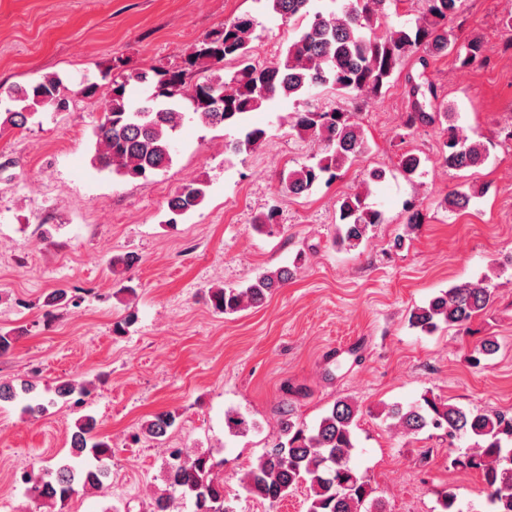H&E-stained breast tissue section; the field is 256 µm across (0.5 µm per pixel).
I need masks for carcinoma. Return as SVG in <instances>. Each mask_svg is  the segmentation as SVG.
I'll use <instances>...</instances> for the list:
<instances>
[{"mask_svg": "<svg viewBox=\"0 0 512 512\" xmlns=\"http://www.w3.org/2000/svg\"><path fill=\"white\" fill-rule=\"evenodd\" d=\"M272 12L285 20H307L303 30L283 50L278 59L265 65L254 59V21L245 14L224 23L196 44L182 64H160L150 69L115 65L112 87L105 104L104 120L95 132V160L103 169L127 180L145 179L168 167L176 131L186 115L205 127H235L243 136L232 138L225 148L241 153L262 148L267 131L245 125L246 116L277 97L293 98L299 110L292 115L291 128L299 137L319 145L316 162L303 165L282 176L283 191L290 196L309 194L323 178L333 179L368 149L363 128L353 113L342 108L324 109L303 96L311 90L330 86L342 96L356 101L378 96L389 86L393 75L410 56H418L422 66L450 52L463 66L478 62L482 42L472 38L460 44L450 41L448 22L459 12L462 0H424L422 16L412 26L393 27L383 23L387 7L397 0H346L339 10L318 5V0H266ZM146 84L152 94L139 105L131 104V86ZM412 98L405 127L413 130L443 119L448 122L442 142L440 163L461 171L481 165L488 147L462 136L446 112H427L418 96L421 85L410 83ZM10 105L0 111V131L24 129L40 108L64 111L68 100L62 81L55 75L18 86L8 95ZM418 155L405 152L399 168L408 177L420 167ZM476 189H454L444 196L442 206L451 211L468 208ZM206 193L197 180L180 185L167 200L171 218L199 208ZM277 206L256 218L255 226L268 234L278 229ZM336 243L345 249L359 247L373 228L382 223V214L372 209L357 193L339 200ZM286 267L267 269L243 288L217 287L211 290L214 310L226 315L261 306L275 291L288 283ZM492 292L485 280L454 285L434 296L424 306L413 308L409 326L431 335L441 326L467 331L471 321L489 306ZM78 306L76 296L57 288L47 305ZM38 383L32 376L0 379V404H14L23 415L42 414L54 399L43 403L37 397ZM92 383L70 380L56 389L64 402L78 406L92 394ZM360 409L347 398H338L320 420L308 426L289 414L277 421V433L269 449L247 466L239 477L250 496L273 507L299 487L307 490V512H383L366 474L351 465L355 449L357 416ZM392 426L407 435L439 431L455 441L472 438L474 443L451 460V466L477 472L482 481L490 512H512V412H474L434 396L387 411ZM179 415L161 411L140 426V434L150 440L165 437L178 423ZM230 432L244 434L251 428L238 412L225 414ZM96 419H77L71 436L72 460L35 473L23 469L21 480L30 486L36 500L65 505L75 487L100 488L111 476L112 444L95 433ZM224 461L206 452L169 448L165 459V489L153 497L151 512H175L180 499L191 498L195 512H234L224 497Z\"/></svg>", "mask_w": 512, "mask_h": 512, "instance_id": "cac0c4a2", "label": "carcinoma"}]
</instances>
